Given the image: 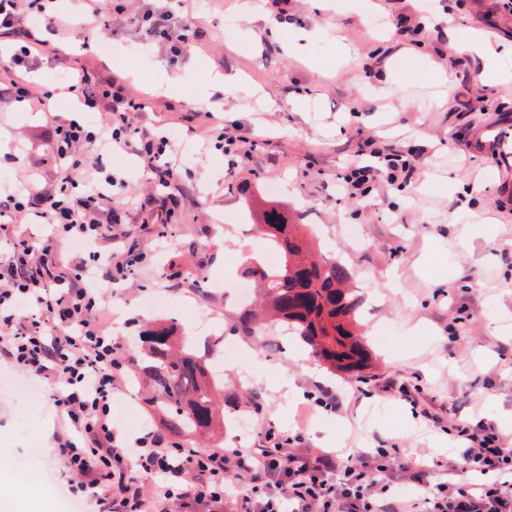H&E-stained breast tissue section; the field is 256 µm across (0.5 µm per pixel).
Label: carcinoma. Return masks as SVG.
I'll return each instance as SVG.
<instances>
[{
	"label": "carcinoma",
	"instance_id": "cac0c4a2",
	"mask_svg": "<svg viewBox=\"0 0 512 512\" xmlns=\"http://www.w3.org/2000/svg\"><path fill=\"white\" fill-rule=\"evenodd\" d=\"M257 224L284 264L245 267L259 288L260 299L275 320L305 343L320 361L333 369L359 375L369 352L358 336L360 299L350 291L348 268L319 259L301 239V225L271 204L257 208ZM262 327L261 315L249 309L239 316V328L251 335ZM139 354L132 360V380L144 387L145 402L173 437L193 444L195 437L218 426V389L206 359L181 344L172 325H159L140 337Z\"/></svg>",
	"mask_w": 512,
	"mask_h": 512
}]
</instances>
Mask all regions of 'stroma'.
<instances>
[{
    "mask_svg": "<svg viewBox=\"0 0 512 512\" xmlns=\"http://www.w3.org/2000/svg\"><path fill=\"white\" fill-rule=\"evenodd\" d=\"M104 0L106 27L66 34L58 58H42L33 80L52 87L69 73L116 79L143 103L132 123L166 136L181 154L173 176L145 174L129 152L104 156L124 177L113 199L120 229L144 260L102 289L112 303V336L132 359L146 328L177 322L189 346L220 370L225 448H260L267 431L291 437L296 410L308 417L290 451L388 447L425 460L458 442L451 421L492 426L512 438V152L493 154L494 136L512 140V78L478 81L479 58L449 56L447 14L458 38L494 44L512 65V0ZM167 5L199 31L179 57L150 47L134 14ZM288 18L287 37L262 13ZM235 19L227 29L226 19ZM208 71L237 74L211 112L196 101ZM73 106L0 108V195L21 182L51 189L55 127ZM235 141L224 152L219 136ZM411 152L408 181L348 192L356 154L376 146ZM282 193H271V184ZM284 207L313 246L344 263L363 300L361 331L370 365L355 377L329 369L282 329L236 331L243 303L233 292L249 261L281 265L254 226L251 203ZM167 239H160V231ZM341 396L315 405L319 388ZM49 388L0 389V512L14 479L29 473L34 493L22 512H61L38 485L67 474L53 434ZM114 427L127 439L154 427L143 394L124 381Z\"/></svg>",
    "mask_w": 512,
    "mask_h": 512,
    "instance_id": "35a3bbf8",
    "label": "stroma"
}]
</instances>
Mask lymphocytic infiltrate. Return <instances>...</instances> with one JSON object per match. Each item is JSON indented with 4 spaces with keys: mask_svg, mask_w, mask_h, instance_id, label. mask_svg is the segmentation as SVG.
Segmentation results:
<instances>
[{
    "mask_svg": "<svg viewBox=\"0 0 512 512\" xmlns=\"http://www.w3.org/2000/svg\"><path fill=\"white\" fill-rule=\"evenodd\" d=\"M49 2L0 0V30L17 37L10 53L0 55V104L25 103L47 112L56 97L71 95L97 119L58 124L56 161L62 175L41 207L27 210L18 195L0 207V219L25 211L46 228L35 242L18 237L12 255L0 258V358L53 386L60 413L55 442L71 474L68 493L98 505L117 502L118 512H169L175 502L188 512H223L230 503L237 504V512H512V440L491 426L453 424L464 449L444 464L449 481L436 484L430 481L431 466L398 448L336 457L289 453L272 431L268 447L206 453L167 447L154 429L132 440L115 435L112 409L123 365L118 345L100 321L109 304L95 288L123 278L135 249L112 219V197L122 194L125 180L103 165H88L80 153L91 146L102 154L130 150L150 170L169 174L175 164L166 158V138L137 126L128 136L116 132V123L129 122L141 109L122 90L91 92L83 73L42 91L29 81L35 62L50 49L19 25L45 16ZM137 24L171 57L181 56L190 44L191 23L174 21L172 11L144 12ZM370 156L354 162L353 174L372 173L389 184L396 171L415 167L390 148ZM62 239L85 244V252L63 261L56 250ZM22 306L29 314L20 319L16 311ZM128 458L136 460L139 478L127 477L122 464ZM394 459L418 494L391 493L388 463ZM232 474L249 480L248 493H233Z\"/></svg>",
    "mask_w": 512,
    "mask_h": 512,
    "instance_id": "f902f5d3",
    "label": "lymphocytic infiltrate"
}]
</instances>
